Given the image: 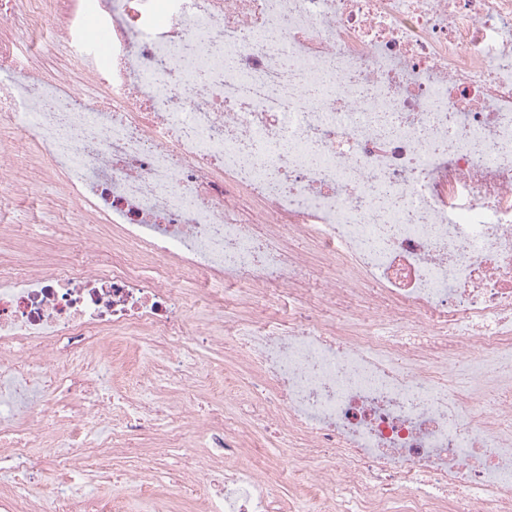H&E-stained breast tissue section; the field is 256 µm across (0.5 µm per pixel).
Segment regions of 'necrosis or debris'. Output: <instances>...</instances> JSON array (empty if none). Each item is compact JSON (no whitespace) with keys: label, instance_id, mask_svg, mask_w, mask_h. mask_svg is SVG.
I'll return each instance as SVG.
<instances>
[{"label":"necrosis or debris","instance_id":"4bbe7bcc","mask_svg":"<svg viewBox=\"0 0 512 512\" xmlns=\"http://www.w3.org/2000/svg\"><path fill=\"white\" fill-rule=\"evenodd\" d=\"M0 73V189L81 217L0 224V512H123L144 445L203 512H512V0H0ZM34 51H45L49 54L60 56L68 54L69 48L66 49L54 45L50 39L49 32L43 30L34 36L23 37L19 41L18 54L20 57L23 58ZM40 200L39 193L5 199L0 205V224L23 225L36 252L69 255V244L59 225L80 224L78 212L63 204L48 215Z\"/></svg>","mask_w":512,"mask_h":512}]
</instances>
